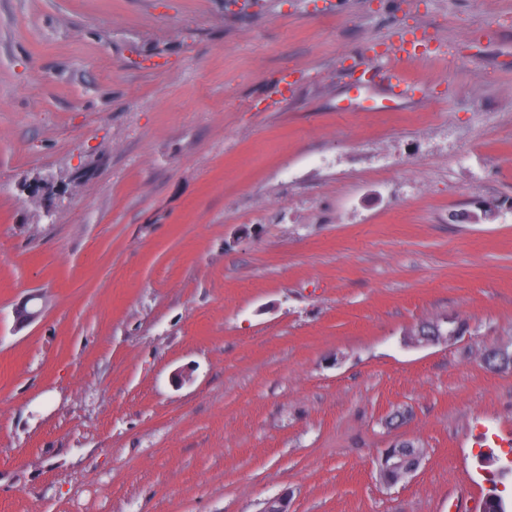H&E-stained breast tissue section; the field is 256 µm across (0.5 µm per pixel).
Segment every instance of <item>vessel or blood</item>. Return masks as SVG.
Wrapping results in <instances>:
<instances>
[{
	"label": "vessel or blood",
	"instance_id": "obj_1",
	"mask_svg": "<svg viewBox=\"0 0 512 512\" xmlns=\"http://www.w3.org/2000/svg\"><path fill=\"white\" fill-rule=\"evenodd\" d=\"M432 44L425 29L402 32L385 49L386 55L393 61L392 67L384 71L372 66L364 67L361 71L362 83L368 87L382 86L390 98L398 101L413 98L415 91L405 67L425 60L432 50Z\"/></svg>",
	"mask_w": 512,
	"mask_h": 512
}]
</instances>
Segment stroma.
Listing matches in <instances>:
<instances>
[{
  "label": "stroma",
  "instance_id": "obj_1",
  "mask_svg": "<svg viewBox=\"0 0 512 512\" xmlns=\"http://www.w3.org/2000/svg\"><path fill=\"white\" fill-rule=\"evenodd\" d=\"M408 25L418 100L353 91ZM500 346L512 0H0V512H482ZM417 442L409 439H396L387 448H384L378 459L379 470L395 472V479L387 483L394 486L418 475L425 451L419 449Z\"/></svg>",
  "mask_w": 512,
  "mask_h": 512
}]
</instances>
